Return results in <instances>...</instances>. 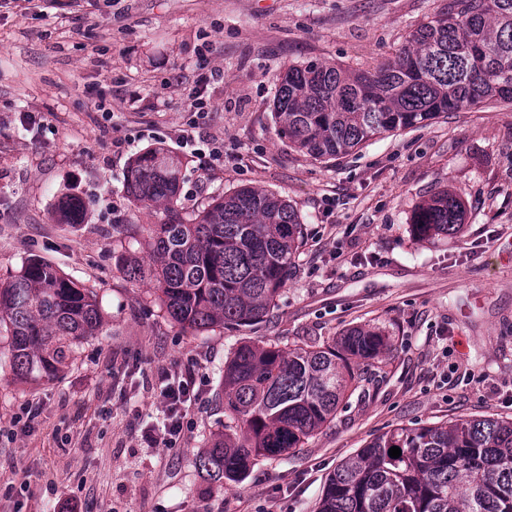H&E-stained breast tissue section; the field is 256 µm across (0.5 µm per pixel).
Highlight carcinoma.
<instances>
[{
    "instance_id": "carcinoma-1",
    "label": "carcinoma",
    "mask_w": 512,
    "mask_h": 512,
    "mask_svg": "<svg viewBox=\"0 0 512 512\" xmlns=\"http://www.w3.org/2000/svg\"><path fill=\"white\" fill-rule=\"evenodd\" d=\"M490 103L512 104V0H453L373 71L292 64L279 76L274 108L278 135L320 159ZM180 168L157 149L130 161L128 194L162 210L164 220L146 228L149 262L129 260L126 272L151 282L168 316L185 328L252 327L288 280L302 242L299 216L276 194L242 187L187 221L178 205ZM464 214L457 194L443 190L416 207L412 224L422 237L448 235ZM53 215L78 223L80 200H58ZM2 323L11 329L15 379L50 381L104 319L90 292L31 260L0 286ZM387 350L382 332L366 325L288 350L240 345L224 363L220 390L236 429L213 438L196 465L214 482H236L258 458L301 447L334 419L359 381L357 368ZM393 446L401 449L397 459L389 456ZM318 512H512V421L456 419L378 436L328 477Z\"/></svg>"
}]
</instances>
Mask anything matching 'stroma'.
Segmentation results:
<instances>
[{"label": "stroma", "instance_id": "35a3bbf8", "mask_svg": "<svg viewBox=\"0 0 512 512\" xmlns=\"http://www.w3.org/2000/svg\"><path fill=\"white\" fill-rule=\"evenodd\" d=\"M449 2L0 0V283L28 261L52 265L104 318L49 383L14 379L0 326V427L41 410L32 432L0 437V512H317L328 476L377 436L512 421V106L448 112L330 159L281 138L273 113L285 65L375 68ZM181 129L223 140V157L181 147ZM158 146L184 163V217L242 186L297 211L303 242L255 328L185 329L123 270L121 257L148 259L146 227L163 220L124 186L129 160ZM444 189L464 203L461 231L418 238L415 205ZM64 195L81 200L82 223L53 218ZM363 324L389 349L332 422L241 482L201 474L196 454L232 422L218 392L233 348H295ZM163 370L193 372L200 398L184 441L151 448Z\"/></svg>", "mask_w": 512, "mask_h": 512}]
</instances>
